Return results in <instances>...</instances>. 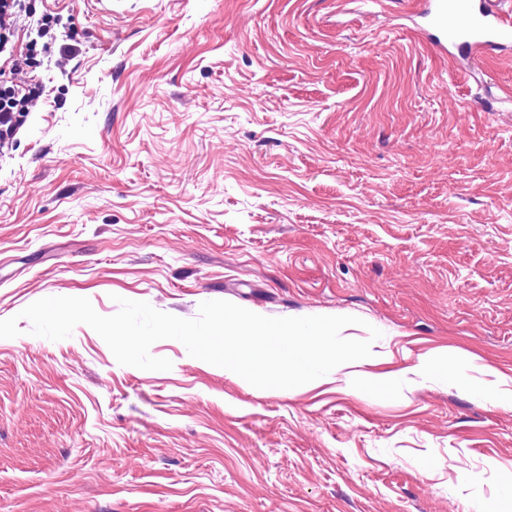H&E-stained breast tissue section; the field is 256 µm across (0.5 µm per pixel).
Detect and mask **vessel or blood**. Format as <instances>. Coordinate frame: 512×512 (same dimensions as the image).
Here are the masks:
<instances>
[{
  "label": "vessel or blood",
  "instance_id": "obj_1",
  "mask_svg": "<svg viewBox=\"0 0 512 512\" xmlns=\"http://www.w3.org/2000/svg\"><path fill=\"white\" fill-rule=\"evenodd\" d=\"M429 40L441 52L489 57L512 47V14L486 0H428L416 12Z\"/></svg>",
  "mask_w": 512,
  "mask_h": 512
}]
</instances>
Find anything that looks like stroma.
<instances>
[{
  "label": "stroma",
  "mask_w": 512,
  "mask_h": 512,
  "mask_svg": "<svg viewBox=\"0 0 512 512\" xmlns=\"http://www.w3.org/2000/svg\"><path fill=\"white\" fill-rule=\"evenodd\" d=\"M414 0H27L37 98L0 157V319L48 296L355 316L389 385L258 389L77 326L0 339V512H512V50L449 62ZM480 360V357L459 350L454 347L443 346L436 349L433 355L426 358L425 362H444L445 364L451 362L456 368L466 367L468 369L477 368L481 370L486 376L491 377L490 380H485L483 383V392L487 398L495 404L500 403L502 400H508L511 406L512 400V389L511 382L512 377L499 372L497 369L486 365L476 364V361Z\"/></svg>",
  "instance_id": "obj_1"
}]
</instances>
